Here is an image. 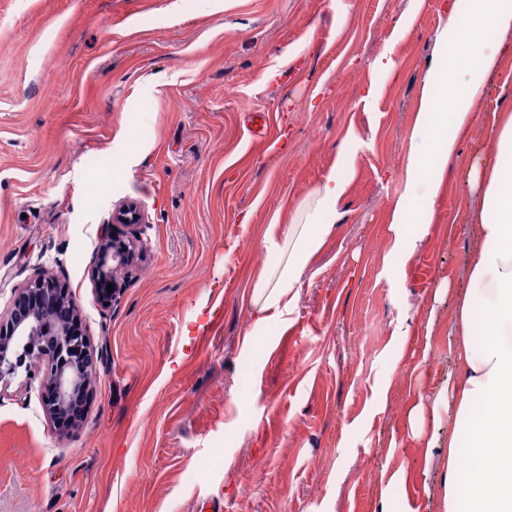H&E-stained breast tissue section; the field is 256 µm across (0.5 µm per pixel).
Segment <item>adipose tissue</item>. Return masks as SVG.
I'll use <instances>...</instances> for the list:
<instances>
[{
  "label": "adipose tissue",
  "mask_w": 512,
  "mask_h": 512,
  "mask_svg": "<svg viewBox=\"0 0 512 512\" xmlns=\"http://www.w3.org/2000/svg\"><path fill=\"white\" fill-rule=\"evenodd\" d=\"M448 28H464L465 45L437 41L440 82L425 83L416 128H433L437 147L428 165L408 163L407 192L393 221L423 235L434 218L438 176L457 152L459 133L474 120V106L502 50L500 33L512 29L503 0H452ZM495 153L475 172L482 204L473 229L476 245L466 285L456 294V334L450 343L455 373L442 398L448 412L445 512H512V114L494 134ZM348 182L332 171L299 205L291 223L269 240L278 260L253 290L254 333L290 308L294 288L336 231L337 205Z\"/></svg>",
  "instance_id": "ef3b65f1"
}]
</instances>
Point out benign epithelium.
<instances>
[{"instance_id": "benign-epithelium-1", "label": "benign epithelium", "mask_w": 512, "mask_h": 512, "mask_svg": "<svg viewBox=\"0 0 512 512\" xmlns=\"http://www.w3.org/2000/svg\"><path fill=\"white\" fill-rule=\"evenodd\" d=\"M120 224H139L144 215L135 207L115 213ZM134 242L101 237L99 255L93 278L115 282L132 259ZM63 303L73 315L78 314L73 302L61 296L60 284L53 278L38 274L14 291V299L6 317L0 316V381L14 376L21 368H32L36 360L48 356L52 365L44 377L43 399L53 418L69 408L75 396L93 379V358L87 336L77 331L68 319L56 314Z\"/></svg>"}]
</instances>
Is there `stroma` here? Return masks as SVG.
<instances>
[{"label": "stroma", "mask_w": 512, "mask_h": 512, "mask_svg": "<svg viewBox=\"0 0 512 512\" xmlns=\"http://www.w3.org/2000/svg\"><path fill=\"white\" fill-rule=\"evenodd\" d=\"M449 2L0 0V313L52 273L97 372L66 432L38 384L0 381V512H443L433 399L481 207L468 176L512 113L511 30L427 233L392 223L435 148L414 118ZM341 164L335 235L251 336L273 225ZM130 204L145 223H113ZM107 231L140 239L110 299L91 276Z\"/></svg>", "instance_id": "stroma-1"}]
</instances>
